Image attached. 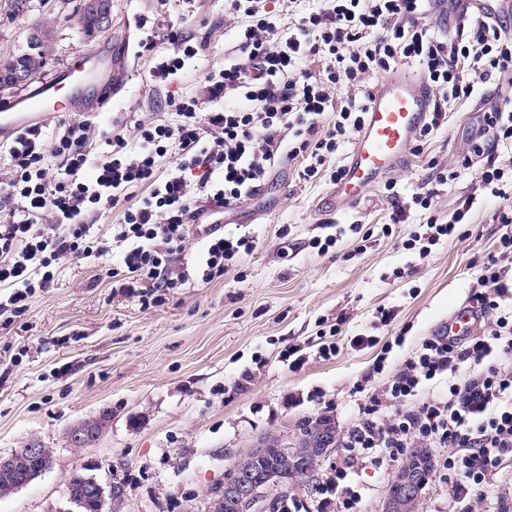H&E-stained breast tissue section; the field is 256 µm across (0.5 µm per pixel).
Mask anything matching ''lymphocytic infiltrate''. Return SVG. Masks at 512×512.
I'll return each instance as SVG.
<instances>
[{"label": "lymphocytic infiltrate", "mask_w": 512, "mask_h": 512, "mask_svg": "<svg viewBox=\"0 0 512 512\" xmlns=\"http://www.w3.org/2000/svg\"><path fill=\"white\" fill-rule=\"evenodd\" d=\"M266 2L224 0L225 10L249 19L238 34L246 63L204 74L202 98L168 99L173 118L113 125L103 135L108 151L94 178L86 176L88 121L68 122L50 141L36 124L14 132L6 185L21 206L17 218L0 224L1 316L24 314L28 298L54 287L74 261L114 252L122 267L114 287L146 305L161 302L163 292L182 287L190 276L206 283L223 278L229 260L253 250V239L207 233L190 271L176 259L196 226L255 197L284 159L305 158L302 179L315 177L324 155L361 131L371 74L394 70L402 60L420 67L434 90L426 135L447 123L452 104L479 94L491 79L512 76L511 35L472 18L438 35L423 18V0H330L285 29L269 21ZM302 60L310 69L294 75ZM236 97L245 107L233 105ZM328 112L336 115L329 127L322 123ZM503 141H512L511 96L484 114L472 146L487 157L479 185L497 197L506 194L493 159ZM164 157L169 166H161ZM52 158L57 166H49ZM90 212L118 213L111 238L86 223ZM499 220L508 229L498 254L482 267L475 297L483 312L497 313L494 327L479 336L429 338L382 395L359 405L343 438L347 455L318 487L323 510L332 505L336 512H357L360 497L344 484L349 470L367 459L378 466L398 462L418 441L447 449L448 493L462 512H471V501L493 486L503 458L512 454V369L499 363L512 354V321L498 313L501 301L512 300V216ZM464 365L472 373L462 378ZM443 374L446 396L402 409L424 382ZM390 403L396 411L382 416Z\"/></svg>", "instance_id": "obj_1"}]
</instances>
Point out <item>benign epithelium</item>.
<instances>
[{
    "label": "benign epithelium",
    "instance_id": "1",
    "mask_svg": "<svg viewBox=\"0 0 512 512\" xmlns=\"http://www.w3.org/2000/svg\"><path fill=\"white\" fill-rule=\"evenodd\" d=\"M84 11L94 16L92 33L108 30L112 24V0H83ZM320 435L326 448L322 453L328 454L335 446L330 424L315 420L310 423ZM98 439L97 431L92 423L85 420L71 426L67 432V440L73 448H88ZM29 456L39 459L43 456V448L33 441L12 452L9 456H0V474H9L16 470L20 457ZM267 456L266 447L256 445L250 449V456H240L234 465L237 474L236 482L224 485V507L236 512H273L281 506L282 494L278 493L281 486L277 484H258L252 478V470ZM434 472L433 463L420 466L403 467L395 475L393 483L401 488L398 495L387 497L384 512H416V507L423 495L427 483ZM116 497L117 489L106 492L103 485L91 475H83V484L78 493L68 497V503L74 512H106V495Z\"/></svg>",
    "mask_w": 512,
    "mask_h": 512
}]
</instances>
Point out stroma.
I'll list each match as a JSON object with an SVG mask.
<instances>
[{
	"mask_svg": "<svg viewBox=\"0 0 512 512\" xmlns=\"http://www.w3.org/2000/svg\"><path fill=\"white\" fill-rule=\"evenodd\" d=\"M79 3L29 0L17 15L0 0V53L26 51L32 28L43 26L50 50L36 79L45 82L93 50L128 42L123 89L93 120L101 131L166 112L167 96L201 97L203 74L242 57L243 18L225 12L224 0H112L111 28L91 36ZM143 19L203 46L170 84H155L150 71L175 47L160 36L141 51ZM495 92L456 104L411 150L393 176L395 198L379 184L328 216L321 201L349 144L308 180L298 177L303 159L284 161L259 195L224 213L225 234L252 237L255 248L221 280L190 277L145 308L113 289V254L71 265L25 314L0 317V455L32 439L52 451L47 471L0 497V512H62L81 467L120 486L108 512H209L237 458L263 436L295 438L301 420L318 416L344 436L363 396L380 392L450 313L473 303L482 265L499 248L498 217L512 196L481 189L483 161L470 155ZM466 156L471 167H460ZM448 169L455 180L437 184V171ZM430 190L431 208L412 203ZM469 199L466 223L431 241L429 223H446ZM104 410L110 419L97 443L69 447L67 429ZM396 472L365 463L349 475L360 512H383Z\"/></svg>",
	"mask_w": 512,
	"mask_h": 512,
	"instance_id": "stroma-1",
	"label": "stroma"
}]
</instances>
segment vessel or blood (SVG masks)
<instances>
[{
	"instance_id": "b4317fda",
	"label": "vessel or blood",
	"mask_w": 512,
	"mask_h": 512,
	"mask_svg": "<svg viewBox=\"0 0 512 512\" xmlns=\"http://www.w3.org/2000/svg\"><path fill=\"white\" fill-rule=\"evenodd\" d=\"M428 15L437 20L479 18L497 25L512 24V0H426ZM432 90L404 67L373 93L365 125L352 145L343 173L325 199L329 211L359 202L366 189L378 184L405 161L432 106ZM84 114L85 105L60 92L59 85H38L31 90L22 111L2 106L10 130L31 125L46 112ZM481 322L475 307L466 306L449 315L448 335L474 334Z\"/></svg>"
}]
</instances>
